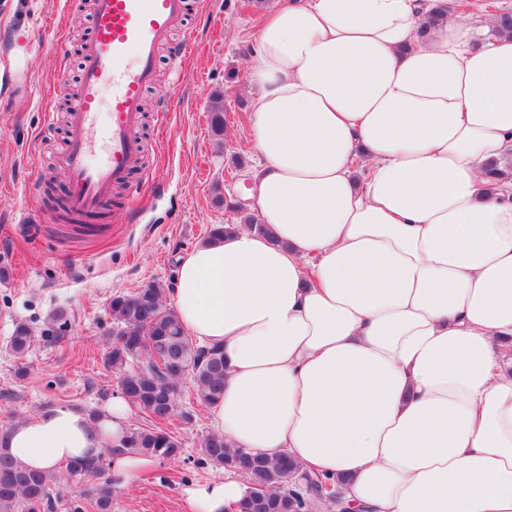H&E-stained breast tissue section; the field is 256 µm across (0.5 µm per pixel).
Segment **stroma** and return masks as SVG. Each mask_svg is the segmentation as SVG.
I'll return each instance as SVG.
<instances>
[{
    "instance_id": "35a3bbf8",
    "label": "stroma",
    "mask_w": 512,
    "mask_h": 512,
    "mask_svg": "<svg viewBox=\"0 0 512 512\" xmlns=\"http://www.w3.org/2000/svg\"><path fill=\"white\" fill-rule=\"evenodd\" d=\"M17 13L0 9V88L19 56H27L29 86L0 102V426L36 409L68 405L107 409L116 380L102 364L113 294L155 280L174 286L180 257L200 244L210 225L239 223L217 204L230 193L246 198L249 184L235 177L233 156L254 162L247 136L251 110L250 46L266 12L244 0H191L182 37L192 47L183 75L167 85L174 107L158 115L157 90L146 92L142 130L152 178L133 174L138 208L124 198L106 209L100 235L71 233L43 202V178L63 141L65 99L59 78L76 84L79 47L91 32L81 0H18ZM32 39L31 53L22 44ZM221 98L223 135L211 127V102ZM72 314L64 335H45L55 309ZM28 324L36 343L16 357L7 342L16 323ZM178 421L185 461L160 462L140 473L114 501V512H185L183 490L222 476L197 465L199 442L211 430L203 405L181 401Z\"/></svg>"
}]
</instances>
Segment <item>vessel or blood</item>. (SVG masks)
<instances>
[{
	"label": "vessel or blood",
	"mask_w": 512,
	"mask_h": 512,
	"mask_svg": "<svg viewBox=\"0 0 512 512\" xmlns=\"http://www.w3.org/2000/svg\"><path fill=\"white\" fill-rule=\"evenodd\" d=\"M188 7L189 0H94L91 33L80 52V89L58 159L72 213L104 208L141 170L144 92L155 83L160 50L180 68L187 48L171 44L170 36L185 22ZM107 84L112 103L104 114L99 92Z\"/></svg>",
	"instance_id": "vessel-or-blood-1"
}]
</instances>
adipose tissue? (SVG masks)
<instances>
[{
	"instance_id": "1",
	"label": "adipose tissue",
	"mask_w": 512,
	"mask_h": 512,
	"mask_svg": "<svg viewBox=\"0 0 512 512\" xmlns=\"http://www.w3.org/2000/svg\"><path fill=\"white\" fill-rule=\"evenodd\" d=\"M436 0H281L251 47L253 212L179 265L172 304L224 349L214 432L345 482L360 512H512V36ZM129 404L68 406L0 446L50 472L97 455ZM247 479L184 489L234 512Z\"/></svg>"
}]
</instances>
